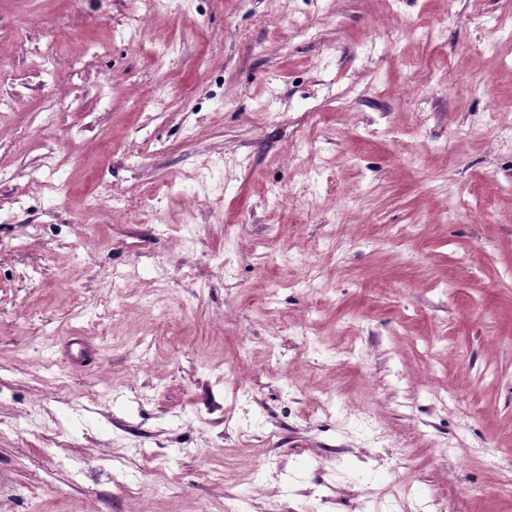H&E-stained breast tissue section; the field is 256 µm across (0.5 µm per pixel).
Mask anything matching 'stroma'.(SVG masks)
<instances>
[{"mask_svg": "<svg viewBox=\"0 0 512 512\" xmlns=\"http://www.w3.org/2000/svg\"><path fill=\"white\" fill-rule=\"evenodd\" d=\"M146 6L0 0V512H512V0Z\"/></svg>", "mask_w": 512, "mask_h": 512, "instance_id": "35a3bbf8", "label": "stroma"}]
</instances>
